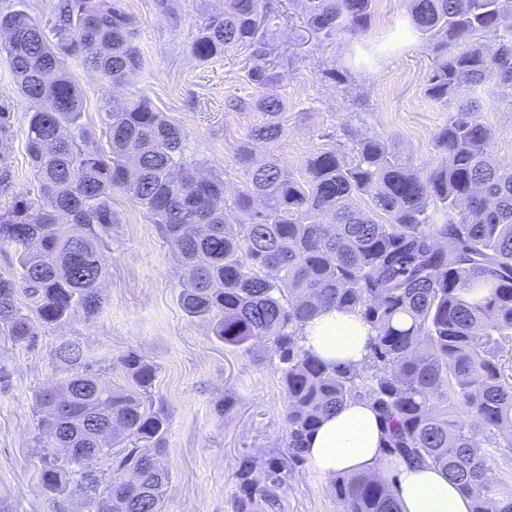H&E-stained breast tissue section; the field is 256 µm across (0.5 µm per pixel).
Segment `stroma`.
Instances as JSON below:
<instances>
[{
	"mask_svg": "<svg viewBox=\"0 0 512 512\" xmlns=\"http://www.w3.org/2000/svg\"><path fill=\"white\" fill-rule=\"evenodd\" d=\"M138 30L142 64L120 87L102 82L72 59L83 103L82 123L101 137L113 98L148 97L187 135V155L203 171L224 177L227 195L243 189L231 156L252 127L264 121L254 107L260 89L247 79V50L210 61L192 53L195 21L224 8V0H174V16L156 11L153 0H121ZM272 38L288 65L271 87L285 104V132L276 142L257 144V159L278 158L288 169H303L314 154L350 151L354 141L374 135L401 161L424 168L437 163L434 138L448 120L445 107L425 94L433 60L409 30L410 0H376L370 28L358 38L314 33L295 10V0H263ZM244 100L231 111L229 99ZM14 114L11 139L0 146L12 164L13 195L34 194L37 182L26 149L24 115L31 104L0 55V104ZM481 120L501 160H512V107L498 101L495 83L481 96ZM117 223L108 240L104 307L93 319L75 315L55 329H40L36 348L12 345L0 332V512H82L79 500H51L40 484L41 449L33 403L59 372L51 360L64 340L80 342L106 366L107 380L126 377L114 360L135 351L157 367L153 403L168 417L164 462L169 470L165 512H235L239 474L254 455L281 469L275 506L258 501L254 512H340L330 477L309 463L290 466L285 393L277 356L263 345L246 353L215 338L204 322L179 305L176 248L143 208L114 192Z\"/></svg>",
	"mask_w": 512,
	"mask_h": 512,
	"instance_id": "35a3bbf8",
	"label": "stroma"
}]
</instances>
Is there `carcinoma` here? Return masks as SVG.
<instances>
[{"instance_id": "1", "label": "carcinoma", "mask_w": 512, "mask_h": 512, "mask_svg": "<svg viewBox=\"0 0 512 512\" xmlns=\"http://www.w3.org/2000/svg\"><path fill=\"white\" fill-rule=\"evenodd\" d=\"M512 0H411L409 26L434 52L426 95L450 115L435 136L442 162H399L365 135L347 159L316 154L297 172L253 160L250 143L282 137L281 99L261 95L266 121L237 146L245 188L226 197L224 178L186 156V135L141 96L112 101L105 143L84 128L82 100L66 59L114 86L141 67L138 33L116 0H56L52 22L19 8L0 15V55L9 60L26 113L34 195L0 205V250L17 277L0 276V328L28 348L35 325L57 328L102 309L106 238L117 223L112 192L131 196L177 247L179 301L212 335L245 352L262 342L279 358L293 465L323 418L367 401L393 460L448 475L470 512H512V485L493 463L512 460V163L493 154L478 115L486 81L512 106ZM314 30L362 35L375 0H297ZM261 0H224L197 24L195 56L253 49L251 82L281 79L258 36ZM12 137L0 105V143ZM0 152V196L12 194ZM327 309L357 315L373 335L356 366L327 361L301 343L303 326ZM61 377L36 394L40 482L86 512H164L167 416L153 406L155 364L117 358L128 385L114 387L74 341L53 351ZM240 473L237 512L255 496L273 501L280 468ZM341 512H399L396 474L338 473Z\"/></svg>"}]
</instances>
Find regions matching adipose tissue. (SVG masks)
<instances>
[{
    "label": "adipose tissue",
    "mask_w": 512,
    "mask_h": 512,
    "mask_svg": "<svg viewBox=\"0 0 512 512\" xmlns=\"http://www.w3.org/2000/svg\"><path fill=\"white\" fill-rule=\"evenodd\" d=\"M370 329L356 315L328 310L309 322L303 345L323 359L358 364ZM383 429L367 402L349 403L330 414L309 437L306 456L325 476L390 467L382 448ZM396 497L401 512H470V501L431 467L397 463Z\"/></svg>",
    "instance_id": "1"
}]
</instances>
